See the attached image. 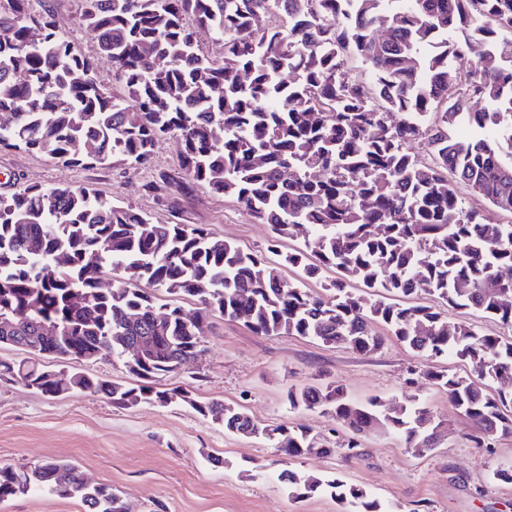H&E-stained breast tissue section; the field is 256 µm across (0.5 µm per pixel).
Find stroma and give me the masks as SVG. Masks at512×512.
Wrapping results in <instances>:
<instances>
[{
    "label": "stroma",
    "instance_id": "stroma-1",
    "mask_svg": "<svg viewBox=\"0 0 512 512\" xmlns=\"http://www.w3.org/2000/svg\"><path fill=\"white\" fill-rule=\"evenodd\" d=\"M51 5L76 53L94 55L95 40L79 22L80 0H51ZM179 149L175 138L160 141L153 169L176 168ZM153 169L90 177L42 154L0 151V173L12 176L11 190L31 184L81 185L156 222L204 226L278 263L269 225L231 198L201 192L171 215L142 190ZM375 331L384 338L382 346L361 353L299 336H260L216 314L196 359L157 381L164 389H186L201 402L242 407L271 426L307 427L330 447V454L287 457L274 442L226 433L184 405L119 408L104 396L85 393L48 398L20 380L2 378L0 463L18 468L47 460L73 463L91 484L110 486L139 512H347L326 493L291 501L276 479L285 469L341 478L390 504L394 512H512V485L494 478L497 470L512 467V436L476 447L472 423L441 388L417 377L423 361L386 327ZM0 360H25L46 370L83 372L125 385L136 381L118 359L60 362L0 345ZM319 376L338 382L358 401H426L434 415L448 420V434L432 451L416 456L397 437L379 431L363 439L360 458H346L338 444L348 432L331 414L288 407L289 389ZM0 512H84V507L77 498L22 495L0 503Z\"/></svg>",
    "mask_w": 512,
    "mask_h": 512
}]
</instances>
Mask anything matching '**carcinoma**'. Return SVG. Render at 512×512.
<instances>
[{
    "label": "carcinoma",
    "mask_w": 512,
    "mask_h": 512,
    "mask_svg": "<svg viewBox=\"0 0 512 512\" xmlns=\"http://www.w3.org/2000/svg\"><path fill=\"white\" fill-rule=\"evenodd\" d=\"M43 0H11L0 12V150H23L87 171L145 170L158 143L180 141V163L143 191L177 210L197 190L231 197L268 224L272 247L303 238L282 267L319 279L312 292L281 267L202 226L157 224L84 187L29 185L0 194V317L29 340L61 324L56 355L120 358L132 386L80 373L40 379L31 364L0 362L46 397L102 394L116 407L182 401L224 426L264 437L291 458L316 441L303 428L271 427L220 401L160 390L197 352L218 313L263 336H301L370 352L385 326L423 360L465 361L482 381L429 365L420 374L448 393L474 424L475 443L512 435V338L452 325L412 299L425 294L512 327V224L464 206L460 188L512 213V0H82L81 22L97 41L86 58ZM279 17L274 25L269 16ZM224 42L216 64L184 18ZM387 38L377 37L379 29ZM124 85L117 97L96 79L101 59ZM365 64L368 76L351 72ZM296 80H282L284 73ZM424 143L415 156L406 145ZM65 253L60 266L56 256ZM98 253L95 267L84 257ZM112 287H102L105 272ZM378 290L373 300L348 282ZM201 305L185 313L174 298ZM161 346L131 362L124 339ZM289 408L330 411L359 456L375 428L415 454L448 433L426 403L392 412L378 398L351 399L332 381L290 389ZM321 453L332 449L321 448ZM69 474V482L56 473ZM294 499L328 491L354 512H388L362 488L292 470L277 476ZM78 498L85 512H137L112 488H87L73 464H0V503L28 493Z\"/></svg>",
    "instance_id": "obj_1"
}]
</instances>
